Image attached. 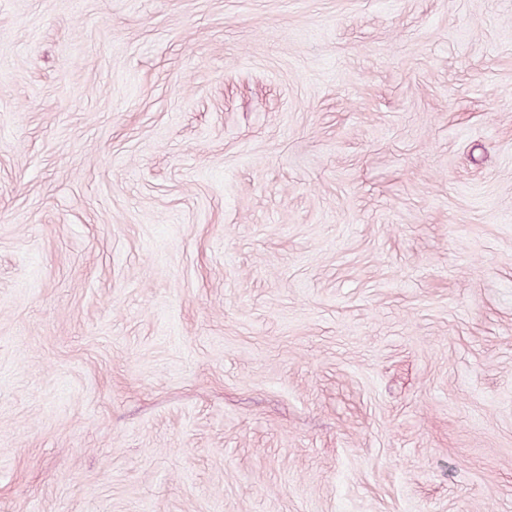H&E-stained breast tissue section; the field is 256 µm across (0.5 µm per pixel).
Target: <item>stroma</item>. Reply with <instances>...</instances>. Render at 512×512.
Here are the masks:
<instances>
[{"label": "stroma", "mask_w": 512, "mask_h": 512, "mask_svg": "<svg viewBox=\"0 0 512 512\" xmlns=\"http://www.w3.org/2000/svg\"><path fill=\"white\" fill-rule=\"evenodd\" d=\"M0 512H512V0H0Z\"/></svg>", "instance_id": "stroma-1"}]
</instances>
